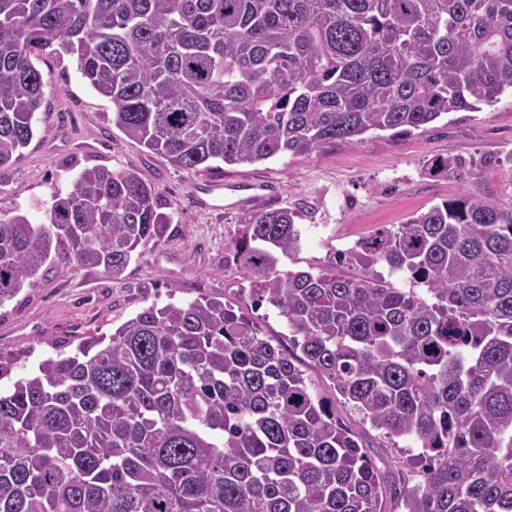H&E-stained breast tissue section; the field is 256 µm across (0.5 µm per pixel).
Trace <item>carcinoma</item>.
I'll return each mask as SVG.
<instances>
[{
	"instance_id": "obj_1",
	"label": "carcinoma",
	"mask_w": 512,
	"mask_h": 512,
	"mask_svg": "<svg viewBox=\"0 0 512 512\" xmlns=\"http://www.w3.org/2000/svg\"><path fill=\"white\" fill-rule=\"evenodd\" d=\"M48 49L127 137L208 170L494 105L512 90V0H0V174L34 137L32 57ZM298 217L254 212L226 244L290 344L201 295L0 390V512H387L388 496L402 512H512V205L466 192L280 271ZM168 226L136 172L87 168L45 222L0 213V306L51 258L118 279ZM353 261L412 287L344 273ZM25 358L0 353V376ZM320 383L394 447L412 441L422 482L391 483Z\"/></svg>"
}]
</instances>
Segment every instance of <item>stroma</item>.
Returning <instances> with one entry per match:
<instances>
[{"label": "stroma", "instance_id": "stroma-1", "mask_svg": "<svg viewBox=\"0 0 512 512\" xmlns=\"http://www.w3.org/2000/svg\"><path fill=\"white\" fill-rule=\"evenodd\" d=\"M33 63L46 82L44 97L30 145L0 175V211L43 221L81 170L105 166L137 172L154 188L158 209L171 222L163 242L139 246L120 280L100 269L60 264L0 306V351L29 349L32 364L73 351L93 332L111 334L144 306L210 293L226 294L266 335L283 338L282 318L268 307H252L251 285L224 247L250 213L281 207L303 211L299 248L278 262L279 270L288 271L321 267L382 225L405 223L467 190L512 201L508 94L481 111L453 112L409 135L369 133L302 155L184 171L113 125L111 101L80 78L73 58L44 53ZM448 152L463 160L462 177L430 175L428 161ZM206 181L259 183L265 191L236 209L202 210L193 187ZM369 437L376 464L394 482L419 481L420 463L384 447L379 432L370 431Z\"/></svg>", "mask_w": 512, "mask_h": 512}]
</instances>
